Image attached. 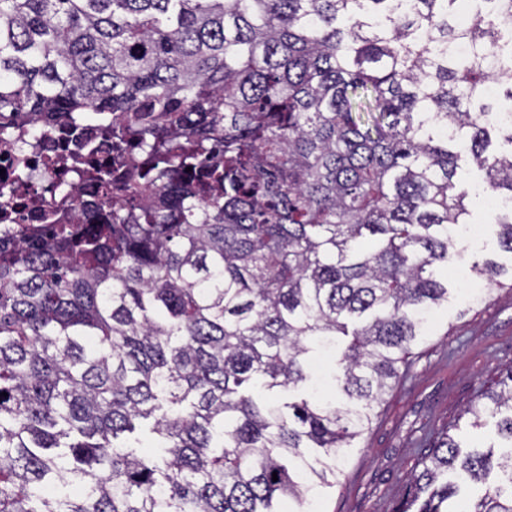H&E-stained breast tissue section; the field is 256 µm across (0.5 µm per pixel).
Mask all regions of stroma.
Here are the masks:
<instances>
[{"instance_id": "stroma-1", "label": "stroma", "mask_w": 512, "mask_h": 512, "mask_svg": "<svg viewBox=\"0 0 512 512\" xmlns=\"http://www.w3.org/2000/svg\"><path fill=\"white\" fill-rule=\"evenodd\" d=\"M459 179L473 191V218L483 235L477 244H456L447 306L412 346L403 378L348 449L338 484L320 490L309 512H394L418 456L478 402L481 388L495 385L512 365V254L500 248L485 199L475 193L481 174L466 167ZM487 259L503 269L496 281L464 279L474 263Z\"/></svg>"}]
</instances>
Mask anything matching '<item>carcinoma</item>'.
<instances>
[{
	"mask_svg": "<svg viewBox=\"0 0 512 512\" xmlns=\"http://www.w3.org/2000/svg\"><path fill=\"white\" fill-rule=\"evenodd\" d=\"M497 45L512 0H0V138L101 112L112 140L78 210L0 231V512L333 487L448 302L459 163L512 201ZM321 354L331 392L295 396ZM480 398L500 442L445 434L396 512H512V368Z\"/></svg>",
	"mask_w": 512,
	"mask_h": 512,
	"instance_id": "1",
	"label": "carcinoma"
}]
</instances>
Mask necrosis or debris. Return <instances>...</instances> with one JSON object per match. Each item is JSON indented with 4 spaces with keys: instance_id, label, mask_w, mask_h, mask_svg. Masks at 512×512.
Segmentation results:
<instances>
[{
    "instance_id": "4bbe7bcc",
    "label": "necrosis or debris",
    "mask_w": 512,
    "mask_h": 512,
    "mask_svg": "<svg viewBox=\"0 0 512 512\" xmlns=\"http://www.w3.org/2000/svg\"><path fill=\"white\" fill-rule=\"evenodd\" d=\"M86 150L82 142L65 145L58 137L27 122L15 128L10 141L0 142V188L8 190L6 202L11 224H40L58 214L63 199H81L84 188L73 180V170L84 168ZM26 166L31 177L15 181L17 166Z\"/></svg>"
}]
</instances>
